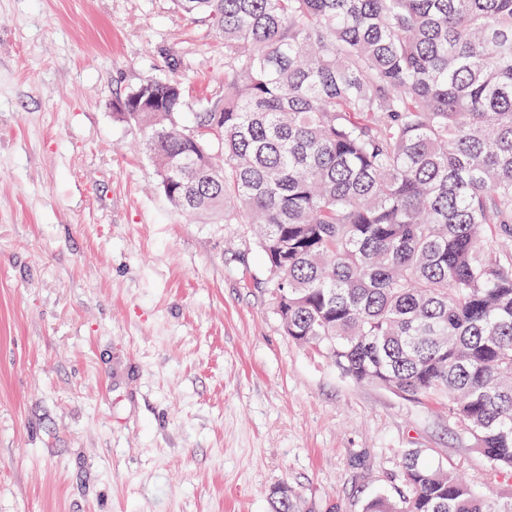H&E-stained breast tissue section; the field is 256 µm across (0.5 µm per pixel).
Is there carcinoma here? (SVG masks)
Listing matches in <instances>:
<instances>
[{
	"instance_id": "cac0c4a2",
	"label": "carcinoma",
	"mask_w": 512,
	"mask_h": 512,
	"mask_svg": "<svg viewBox=\"0 0 512 512\" xmlns=\"http://www.w3.org/2000/svg\"><path fill=\"white\" fill-rule=\"evenodd\" d=\"M224 39V98L115 103L180 212L251 226L293 341L447 401L512 479V0H174ZM366 512H512L417 449ZM272 512H296L286 485Z\"/></svg>"
}]
</instances>
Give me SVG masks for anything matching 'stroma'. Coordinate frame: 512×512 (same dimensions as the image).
Here are the masks:
<instances>
[{
  "mask_svg": "<svg viewBox=\"0 0 512 512\" xmlns=\"http://www.w3.org/2000/svg\"><path fill=\"white\" fill-rule=\"evenodd\" d=\"M169 76L224 96L173 0H0V512H365L411 448L512 499L444 402L285 335L248 225L170 207L113 108ZM296 494L288 487L281 485L270 492L272 512H296Z\"/></svg>",
  "mask_w": 512,
  "mask_h": 512,
  "instance_id": "obj_1",
  "label": "stroma"
}]
</instances>
